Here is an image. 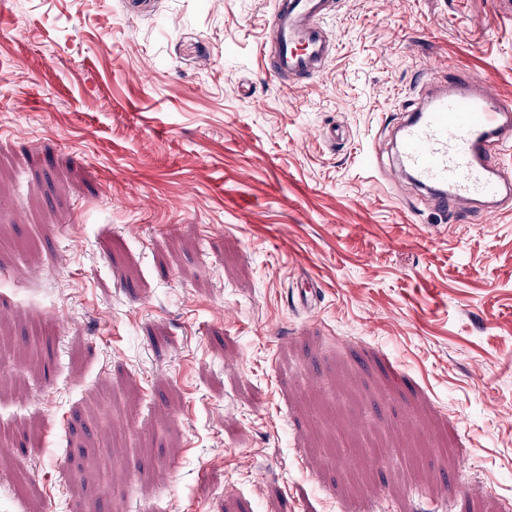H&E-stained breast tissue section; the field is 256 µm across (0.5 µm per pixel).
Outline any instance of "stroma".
Instances as JSON below:
<instances>
[{
	"label": "stroma",
	"instance_id": "1",
	"mask_svg": "<svg viewBox=\"0 0 512 512\" xmlns=\"http://www.w3.org/2000/svg\"><path fill=\"white\" fill-rule=\"evenodd\" d=\"M272 8L0 0V423L40 438L0 512L512 506V211L453 223L373 148L426 69L512 99V14L337 0L296 90Z\"/></svg>",
	"mask_w": 512,
	"mask_h": 512
}]
</instances>
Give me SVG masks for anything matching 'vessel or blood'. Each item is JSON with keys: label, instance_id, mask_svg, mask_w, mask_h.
<instances>
[{"label": "vessel or blood", "instance_id": "obj_1", "mask_svg": "<svg viewBox=\"0 0 512 512\" xmlns=\"http://www.w3.org/2000/svg\"><path fill=\"white\" fill-rule=\"evenodd\" d=\"M335 0H274L269 25L274 41L266 70L300 88L334 56L323 27ZM426 100L401 128L391 180H410L436 208L461 220L491 221L512 198V169L491 163V148L512 139V100L496 96L464 74H431Z\"/></svg>", "mask_w": 512, "mask_h": 512}]
</instances>
